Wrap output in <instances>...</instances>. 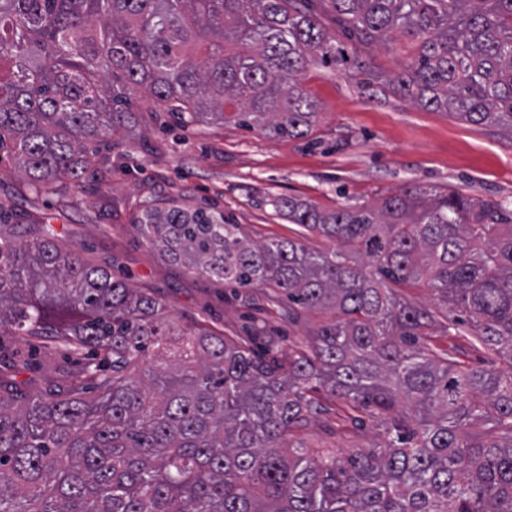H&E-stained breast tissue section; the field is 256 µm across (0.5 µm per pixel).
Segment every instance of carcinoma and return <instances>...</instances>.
I'll return each instance as SVG.
<instances>
[{
  "label": "carcinoma",
  "mask_w": 512,
  "mask_h": 512,
  "mask_svg": "<svg viewBox=\"0 0 512 512\" xmlns=\"http://www.w3.org/2000/svg\"><path fill=\"white\" fill-rule=\"evenodd\" d=\"M311 2L0 0V149L36 189L94 179L85 143L141 88L187 125L306 138L317 107L298 75L336 63ZM322 2L361 44L413 42L393 90L512 137V0ZM269 205L327 247L260 244L181 204L143 205L135 225L249 306L257 285L269 312L288 297L291 324L317 314L286 356L169 319L44 224L0 233V337L67 354L32 393L16 379L29 356L0 343V512H512V209L420 185ZM419 281L444 318L402 294ZM331 412L325 432L362 439L368 415L382 443L306 454Z\"/></svg>",
  "instance_id": "1"
}]
</instances>
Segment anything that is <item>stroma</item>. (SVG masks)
I'll use <instances>...</instances> for the list:
<instances>
[{"label": "stroma", "instance_id": "1", "mask_svg": "<svg viewBox=\"0 0 512 512\" xmlns=\"http://www.w3.org/2000/svg\"><path fill=\"white\" fill-rule=\"evenodd\" d=\"M322 22L344 61L333 68L310 65L300 75L318 108L310 137L268 139L231 122L183 130L154 111L141 91L122 126L94 146L98 178L37 191L5 158L0 202L12 210L14 223L37 218L51 224L83 261L108 268L130 288L156 293L171 319L203 320L228 336L251 334L259 325L283 347L316 328V315L299 325L262 312L248 319L223 282L159 257L132 225L137 202L209 207L259 242L299 231L269 205L277 196L330 210L370 203L403 186H455L512 208V140L371 84L373 74H395L412 54L403 37L366 46L347 39L330 17Z\"/></svg>", "mask_w": 512, "mask_h": 512}]
</instances>
